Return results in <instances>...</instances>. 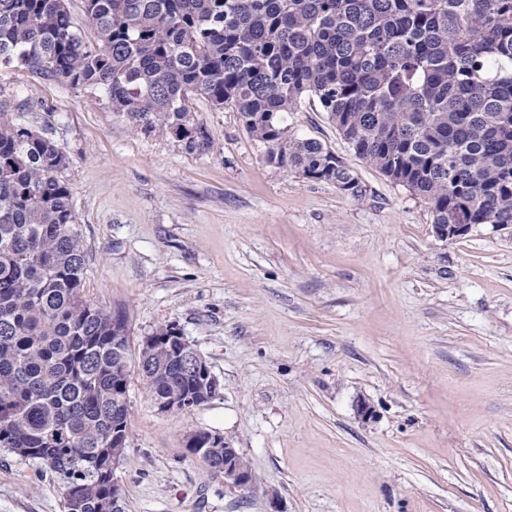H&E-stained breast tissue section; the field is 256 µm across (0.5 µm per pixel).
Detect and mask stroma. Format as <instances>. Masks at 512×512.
<instances>
[{"instance_id": "1", "label": "stroma", "mask_w": 512, "mask_h": 512, "mask_svg": "<svg viewBox=\"0 0 512 512\" xmlns=\"http://www.w3.org/2000/svg\"><path fill=\"white\" fill-rule=\"evenodd\" d=\"M0 109L69 157L84 296L125 315L134 354L176 325L220 385L163 413L131 375L124 512H512V228L438 238L429 204L312 98L289 133L341 157L362 196L270 163L199 96L203 154L23 68L0 66ZM197 430L246 457L249 487L186 452ZM0 512H64L62 488L0 448Z\"/></svg>"}]
</instances>
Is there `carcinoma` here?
Returning <instances> with one entry per match:
<instances>
[{
    "label": "carcinoma",
    "mask_w": 512,
    "mask_h": 512,
    "mask_svg": "<svg viewBox=\"0 0 512 512\" xmlns=\"http://www.w3.org/2000/svg\"><path fill=\"white\" fill-rule=\"evenodd\" d=\"M0 0V65L101 92L131 128L212 140L192 95L240 112L269 162L359 197L353 169L285 115L315 98L355 156L435 224L512 225V0ZM51 139L0 112V448L43 462L65 512H112L132 368L152 400L199 378L161 337L130 359L125 319L82 296L87 252ZM209 468L224 450L191 448Z\"/></svg>",
    "instance_id": "1"
}]
</instances>
